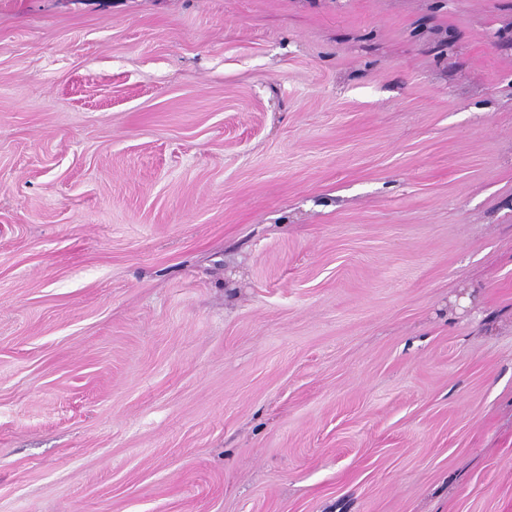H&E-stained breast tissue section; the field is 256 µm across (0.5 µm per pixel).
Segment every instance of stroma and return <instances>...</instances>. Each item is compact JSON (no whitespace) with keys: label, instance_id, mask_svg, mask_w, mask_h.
Wrapping results in <instances>:
<instances>
[{"label":"stroma","instance_id":"stroma-1","mask_svg":"<svg viewBox=\"0 0 512 512\" xmlns=\"http://www.w3.org/2000/svg\"><path fill=\"white\" fill-rule=\"evenodd\" d=\"M0 512H512V0H0Z\"/></svg>","mask_w":512,"mask_h":512}]
</instances>
